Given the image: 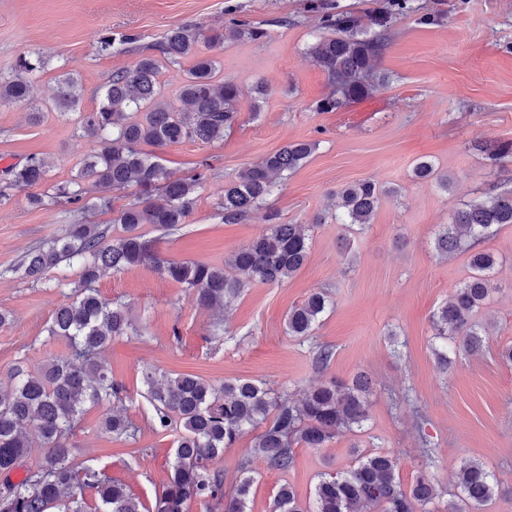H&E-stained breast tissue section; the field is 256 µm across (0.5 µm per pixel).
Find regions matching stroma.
Wrapping results in <instances>:
<instances>
[{
	"label": "stroma",
	"instance_id": "stroma-1",
	"mask_svg": "<svg viewBox=\"0 0 512 512\" xmlns=\"http://www.w3.org/2000/svg\"><path fill=\"white\" fill-rule=\"evenodd\" d=\"M418 2L437 21L397 15L378 62L389 82L342 110L322 112L317 103L329 88L307 54L320 24L310 0H0V77L18 56L41 59L32 95L44 106L37 119L23 104L0 107V168L36 155L50 163L54 183L71 179L90 151L75 133L77 114L48 106L64 71H78L81 110L91 112L112 71L132 65L169 27L218 26L234 17L268 30L261 42H228L214 51L218 78L233 79L242 90L238 118L223 139L158 151L177 177L191 175L199 161L210 165L187 224L163 235L142 225L147 236H160L163 259L221 264L247 246L264 229V213L224 223L216 204L225 182L286 143L316 145L270 198L281 223L314 227L309 258L293 277L246 289L226 310L199 306L191 291L150 267L108 272L96 283L102 296L127 304L134 324L133 332L113 338L104 357L129 389L125 413L139 432L132 442L105 436V407L90 408L74 461L128 485L146 512L168 479L177 437L151 426L146 366L215 384L249 379L294 400L328 378L366 375L371 412L363 428L324 448L297 449L296 465L286 472L254 462L249 512H272L285 484L308 502L321 473L372 452L397 456L403 483L427 475L439 493V512L462 463L481 462L498 483L490 512H512V365L499 357L512 344V225L483 244L498 259L496 288L477 315L488 334L485 349L459 356L441 373L431 325L433 312L469 273L466 254L437 256L435 236L462 203L491 192L500 179L474 146L512 142V0ZM108 32L136 33L140 40L99 52L96 40ZM261 80L268 92L258 99L253 88ZM423 160L451 177L452 187L415 179ZM366 179L397 188L400 200L384 199L361 230L317 223L337 191ZM71 219L64 205L30 207L23 191L0 199V312L11 319L0 328V387L14 366L33 370L68 352L67 342L47 329L77 271L59 267L48 284L35 286L17 267L29 248L57 236ZM320 289L330 293L333 308L313 336L289 335V310ZM322 345L334 357L319 371L313 357ZM428 446L433 456L425 455Z\"/></svg>",
	"mask_w": 512,
	"mask_h": 512
}]
</instances>
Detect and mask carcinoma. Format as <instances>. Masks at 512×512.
<instances>
[{
    "label": "carcinoma",
    "instance_id": "carcinoma-1",
    "mask_svg": "<svg viewBox=\"0 0 512 512\" xmlns=\"http://www.w3.org/2000/svg\"><path fill=\"white\" fill-rule=\"evenodd\" d=\"M325 34L307 47V53L326 77L329 92L319 101L323 112H336L365 98L385 75L376 67L389 44L392 13L363 17L348 11H323ZM268 30L245 21L231 20L220 27L181 24L169 28L135 63L112 72L103 86L94 112L80 111L83 86L69 70L57 79L52 98L61 112L78 113V136L93 144L74 179L48 184L49 168L32 156L0 171L8 189H29L33 207L66 204L72 220L52 241L26 251L19 269L32 283L46 282L49 271L64 264L77 266L78 282L69 301L54 311L48 335L64 338L69 352L48 359L30 371L17 365L10 384L0 390V512H85L84 492L95 491L99 512H142L143 504L129 487L92 467L73 464L71 438L92 406L116 405L128 390L116 379L101 353L116 336L133 330L126 305L102 297L94 284L107 271L153 267L168 279L192 291L203 307L228 308L246 288L282 282L292 277L308 258L312 225L282 224L268 205L276 179L300 168L315 149L312 142L290 143L268 154L224 183V198L217 210L224 223L237 224L249 213L267 207L268 224L251 244L222 267L204 262L163 260L157 239L139 232L143 224L170 231L187 223L196 191L206 179L209 164L202 162L188 178H175L142 146L163 148L187 140L210 142L224 138V130L237 119L241 96L238 84L216 79L218 61L207 50L236 41L259 42ZM194 59L177 99L161 96L158 76L162 64ZM42 68L21 56L11 75L0 79V103L40 106L31 100L33 77ZM473 149L507 172L512 163V142ZM418 179H435L444 189L448 176L439 175L429 161L414 168ZM97 189L87 198L85 183ZM134 189V200L115 207L116 193ZM396 190L364 180L338 193V209L331 217L341 229L371 222L383 198ZM112 212V223L125 228V236L110 243L99 224L83 220L86 210ZM512 224V175L494 192L474 198L454 212L435 238V250L446 258L494 235ZM471 273L451 299L432 315L434 336L444 342L435 351L439 368L446 372L452 360L448 349L474 355L482 351L486 331L476 320L492 288L497 258L489 251L470 254ZM331 305L322 292L311 293L288 312V334L312 335ZM145 398L152 408L151 422L159 432L179 427L180 436L169 460L170 476L156 494L153 512H188L196 502L224 512H248L255 478L253 458L270 470L286 471L295 464L294 449L324 448L337 436L361 429L370 416L367 381L359 376L348 383L332 378L307 391L301 400L275 396L272 389L251 380L211 384L190 373L142 370ZM261 429L251 448L238 461L240 474L232 490H224V449L232 448L248 429ZM102 430L117 438H135L137 427L122 413L111 410ZM44 449L38 468L25 470L14 482L10 475L22 467L34 445ZM457 492L448 499L446 512H480L498 492L494 475L480 462L466 461L457 475ZM438 493L432 482L417 477L403 485L398 458L388 452L365 454L345 470L321 474L314 498L302 504L291 486H283L274 499V512H437Z\"/></svg>",
    "mask_w": 512,
    "mask_h": 512
}]
</instances>
